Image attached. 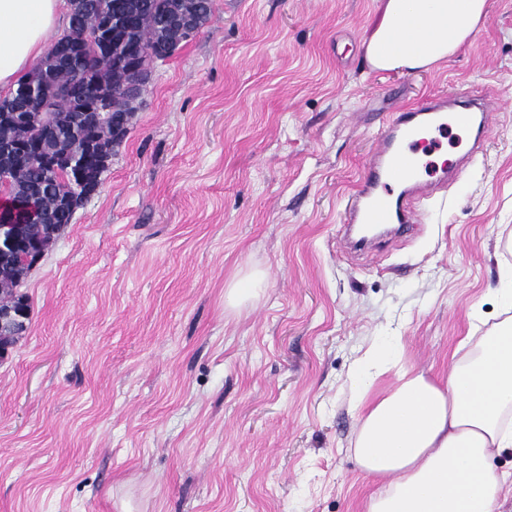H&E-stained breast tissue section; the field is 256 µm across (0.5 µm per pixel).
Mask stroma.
Wrapping results in <instances>:
<instances>
[{
	"label": "stroma",
	"instance_id": "35a3bbf8",
	"mask_svg": "<svg viewBox=\"0 0 512 512\" xmlns=\"http://www.w3.org/2000/svg\"><path fill=\"white\" fill-rule=\"evenodd\" d=\"M379 0H213L156 61L98 192L18 292L0 358V512H365L349 374L383 336L443 376L498 321L512 264V0L430 70L378 72ZM481 94V148L415 232L342 237L347 194L400 106ZM262 279L232 308L224 294ZM482 303L484 322L471 309ZM30 312L23 300H18L13 307L0 308L1 353L5 351V341H14L25 332Z\"/></svg>",
	"mask_w": 512,
	"mask_h": 512
}]
</instances>
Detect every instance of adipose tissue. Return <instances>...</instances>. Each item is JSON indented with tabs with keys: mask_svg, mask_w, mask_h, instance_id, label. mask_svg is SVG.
Instances as JSON below:
<instances>
[{
	"mask_svg": "<svg viewBox=\"0 0 512 512\" xmlns=\"http://www.w3.org/2000/svg\"><path fill=\"white\" fill-rule=\"evenodd\" d=\"M365 40L377 71L429 69L478 32L487 0H381ZM68 0H0V92L42 58ZM497 300L501 320L466 337L446 382L400 363V339L374 344L355 365L359 426L352 452L381 489L367 512H502L512 472L492 466L512 451V268ZM393 383H385L386 375Z\"/></svg>",
	"mask_w": 512,
	"mask_h": 512,
	"instance_id": "ef3b65f1",
	"label": "adipose tissue"
}]
</instances>
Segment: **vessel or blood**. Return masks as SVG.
Returning a JSON list of instances; mask_svg holds the SVG:
<instances>
[{
	"instance_id": "b4317fda",
	"label": "vessel or blood",
	"mask_w": 512,
	"mask_h": 512,
	"mask_svg": "<svg viewBox=\"0 0 512 512\" xmlns=\"http://www.w3.org/2000/svg\"><path fill=\"white\" fill-rule=\"evenodd\" d=\"M489 120L485 103L473 98L461 107L452 94L429 96L399 108L378 137L347 200V223L397 224L406 229L419 223L417 205L434 188L421 180L419 164L411 155L414 146L423 135L442 131L451 122L462 127L474 123L479 133H486Z\"/></svg>"
}]
</instances>
